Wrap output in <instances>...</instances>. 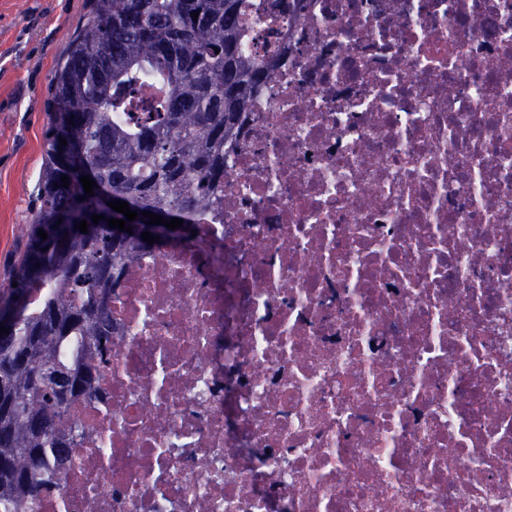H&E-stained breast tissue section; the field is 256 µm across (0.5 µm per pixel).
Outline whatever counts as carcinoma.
Here are the masks:
<instances>
[{
	"label": "carcinoma",
	"mask_w": 512,
	"mask_h": 512,
	"mask_svg": "<svg viewBox=\"0 0 512 512\" xmlns=\"http://www.w3.org/2000/svg\"><path fill=\"white\" fill-rule=\"evenodd\" d=\"M51 90L55 112L40 173L41 204L27 249L0 292V507L40 494L71 455L68 406L102 395L112 345L116 275L151 246L114 239L123 219L85 194L74 156L95 190L137 213H176L193 226L224 188V143L270 74L244 50L246 0H91ZM198 13V18L191 13ZM67 145H62L60 139ZM69 178L68 187L61 177ZM103 215L92 230L76 224ZM47 239L38 236V230ZM45 285L38 303L35 286Z\"/></svg>",
	"instance_id": "obj_1"
}]
</instances>
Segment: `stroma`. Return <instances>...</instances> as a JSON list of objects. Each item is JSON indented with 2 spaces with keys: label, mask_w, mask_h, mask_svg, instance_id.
<instances>
[{
  "label": "stroma",
  "mask_w": 512,
  "mask_h": 512,
  "mask_svg": "<svg viewBox=\"0 0 512 512\" xmlns=\"http://www.w3.org/2000/svg\"><path fill=\"white\" fill-rule=\"evenodd\" d=\"M90 0H0V290L40 205L50 78Z\"/></svg>",
  "instance_id": "1"
}]
</instances>
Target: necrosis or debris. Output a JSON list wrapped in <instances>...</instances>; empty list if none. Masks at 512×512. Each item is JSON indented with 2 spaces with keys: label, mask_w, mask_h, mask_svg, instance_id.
<instances>
[{
  "label": "necrosis or debris",
  "mask_w": 512,
  "mask_h": 512,
  "mask_svg": "<svg viewBox=\"0 0 512 512\" xmlns=\"http://www.w3.org/2000/svg\"><path fill=\"white\" fill-rule=\"evenodd\" d=\"M202 247L112 290L15 512H512V0H251Z\"/></svg>",
  "instance_id": "obj_1"
}]
</instances>
